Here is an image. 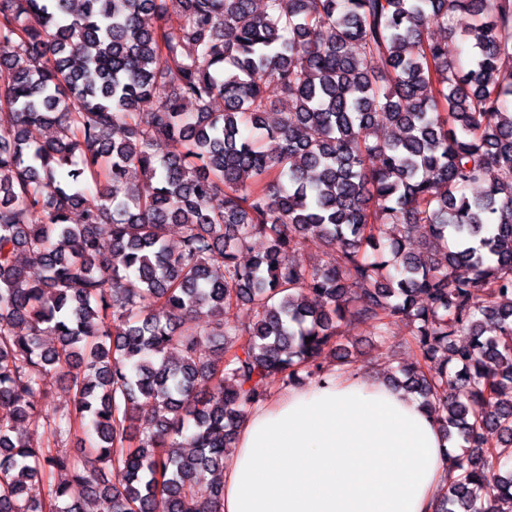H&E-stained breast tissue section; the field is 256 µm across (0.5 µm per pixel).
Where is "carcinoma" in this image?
Returning <instances> with one entry per match:
<instances>
[{
  "label": "carcinoma",
  "instance_id": "cac0c4a2",
  "mask_svg": "<svg viewBox=\"0 0 512 512\" xmlns=\"http://www.w3.org/2000/svg\"><path fill=\"white\" fill-rule=\"evenodd\" d=\"M3 106L0 512H222L246 408L348 321L410 328L390 381L461 441L440 512H512V0H0ZM73 399V390L66 381L53 379L49 385L46 404L49 408L63 407Z\"/></svg>",
  "mask_w": 512,
  "mask_h": 512
}]
</instances>
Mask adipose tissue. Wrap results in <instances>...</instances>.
Wrapping results in <instances>:
<instances>
[{"instance_id":"obj_1","label":"adipose tissue","mask_w":512,"mask_h":512,"mask_svg":"<svg viewBox=\"0 0 512 512\" xmlns=\"http://www.w3.org/2000/svg\"><path fill=\"white\" fill-rule=\"evenodd\" d=\"M452 462L413 396L331 369L251 408L224 461L223 512H436Z\"/></svg>"}]
</instances>
